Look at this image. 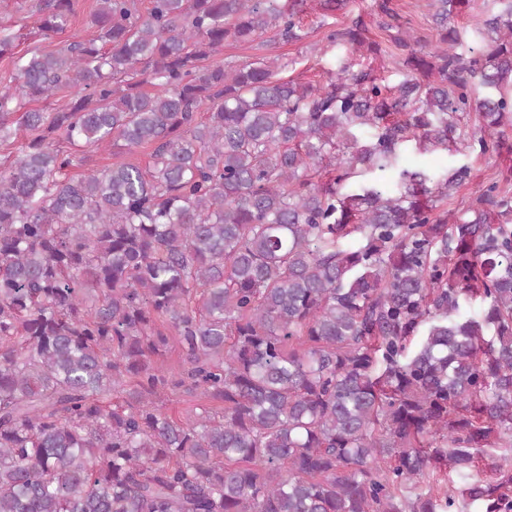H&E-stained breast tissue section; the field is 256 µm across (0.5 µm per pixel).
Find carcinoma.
Wrapping results in <instances>:
<instances>
[{
    "label": "carcinoma",
    "instance_id": "cac0c4a2",
    "mask_svg": "<svg viewBox=\"0 0 512 512\" xmlns=\"http://www.w3.org/2000/svg\"><path fill=\"white\" fill-rule=\"evenodd\" d=\"M471 2L431 0L440 46L396 86L347 60L319 86L205 65L298 39L304 0H98L96 36L48 53L0 34V143L28 132L0 171V512H512V467L472 479L512 453V196L442 208L467 165L342 191L408 142L506 144L512 0L477 50L450 26ZM72 12L45 0L36 27ZM326 43L380 53L358 20ZM57 136L150 161L74 174ZM178 393L203 403L176 418Z\"/></svg>",
    "mask_w": 512,
    "mask_h": 512
}]
</instances>
